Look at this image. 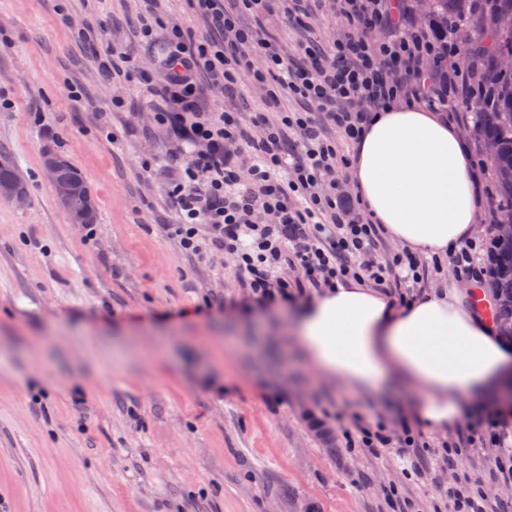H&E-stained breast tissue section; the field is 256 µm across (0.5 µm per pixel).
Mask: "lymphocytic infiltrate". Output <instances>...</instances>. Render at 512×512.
<instances>
[{
    "mask_svg": "<svg viewBox=\"0 0 512 512\" xmlns=\"http://www.w3.org/2000/svg\"><path fill=\"white\" fill-rule=\"evenodd\" d=\"M267 2L234 0L229 10L224 0H188L208 19L209 34L180 26L166 34L156 119L177 141L206 146L166 185L181 219L174 232L187 254L233 255L242 284L262 304L351 280L407 303L426 267L414 254L389 253L381 225L365 217L359 198L341 191L348 160L328 132L357 143L370 115L398 98L443 107L449 123L465 122L477 88L454 63L459 49L435 46L427 30L412 28L402 0H331L340 36L328 52L304 44L296 59L266 32ZM376 29L383 40L372 39ZM246 72L271 106L291 99L298 110L273 123L263 112L201 108L203 85L223 86L231 96ZM286 267L299 268L301 279L283 277ZM506 426L501 414L482 409L457 427L453 450L500 443ZM343 438L350 448L394 451L416 473L432 458L400 418L373 427L354 419Z\"/></svg>",
    "mask_w": 512,
    "mask_h": 512,
    "instance_id": "f902f5d3",
    "label": "lymphocytic infiltrate"
}]
</instances>
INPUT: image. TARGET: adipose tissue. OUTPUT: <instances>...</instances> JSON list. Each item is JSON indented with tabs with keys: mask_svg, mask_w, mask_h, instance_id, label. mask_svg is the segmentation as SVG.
I'll return each instance as SVG.
<instances>
[{
	"mask_svg": "<svg viewBox=\"0 0 512 512\" xmlns=\"http://www.w3.org/2000/svg\"><path fill=\"white\" fill-rule=\"evenodd\" d=\"M475 164L436 112L398 101L375 113L351 161L355 189L387 237L429 256L477 232ZM476 285L450 284L393 306L362 286L327 288L292 324L314 372L386 401L406 395L410 423L444 432L476 404L512 398V344Z\"/></svg>",
	"mask_w": 512,
	"mask_h": 512,
	"instance_id": "ef3b65f1",
	"label": "adipose tissue"
}]
</instances>
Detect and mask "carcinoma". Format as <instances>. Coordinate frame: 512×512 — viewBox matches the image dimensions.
Returning a JSON list of instances; mask_svg holds the SVG:
<instances>
[{
    "label": "carcinoma",
    "instance_id": "cac0c4a2",
    "mask_svg": "<svg viewBox=\"0 0 512 512\" xmlns=\"http://www.w3.org/2000/svg\"><path fill=\"white\" fill-rule=\"evenodd\" d=\"M433 27L438 36L448 38V21L462 23L475 15L479 19L477 36L491 35V42L472 55L487 95L472 103L479 129L495 152L491 161L501 188L500 208L512 213V69L500 65L512 57V28L496 25L501 18H512V0H433ZM491 288L498 299L512 298V234L491 238Z\"/></svg>",
    "mask_w": 512,
    "mask_h": 512
}]
</instances>
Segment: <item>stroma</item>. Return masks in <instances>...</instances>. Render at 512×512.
<instances>
[{"instance_id": "1", "label": "stroma", "mask_w": 512, "mask_h": 512, "mask_svg": "<svg viewBox=\"0 0 512 512\" xmlns=\"http://www.w3.org/2000/svg\"><path fill=\"white\" fill-rule=\"evenodd\" d=\"M157 18L152 39L141 34ZM202 32L186 0H0V158L24 202L0 200V506L6 512H449L443 486L470 478L503 501L491 443L407 473L389 451L343 447L353 416L406 417L318 382L291 350L288 309L252 301L228 255H187L165 193L178 166L138 80L103 76L106 44L154 73L165 30ZM283 51L330 48L337 20L265 18ZM83 93L72 101L70 88ZM201 106L267 112L243 80ZM270 121L277 113L267 112ZM52 147L90 186L98 218L69 222L43 165Z\"/></svg>"}]
</instances>
